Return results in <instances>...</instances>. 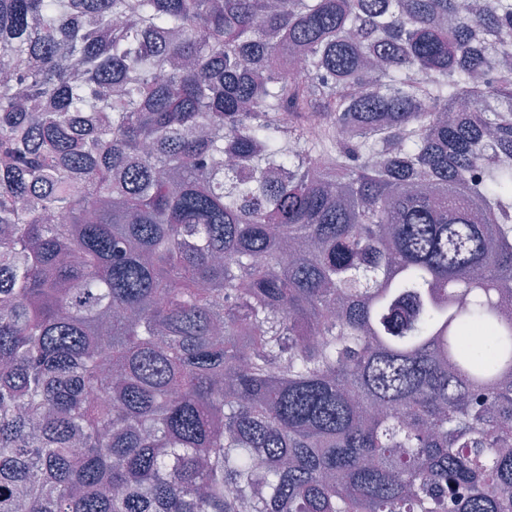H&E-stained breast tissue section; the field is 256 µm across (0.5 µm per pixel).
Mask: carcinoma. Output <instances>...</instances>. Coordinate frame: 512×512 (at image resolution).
I'll list each match as a JSON object with an SVG mask.
<instances>
[{
  "instance_id": "obj_1",
  "label": "carcinoma",
  "mask_w": 512,
  "mask_h": 512,
  "mask_svg": "<svg viewBox=\"0 0 512 512\" xmlns=\"http://www.w3.org/2000/svg\"><path fill=\"white\" fill-rule=\"evenodd\" d=\"M0 512H512V0H0Z\"/></svg>"
}]
</instances>
